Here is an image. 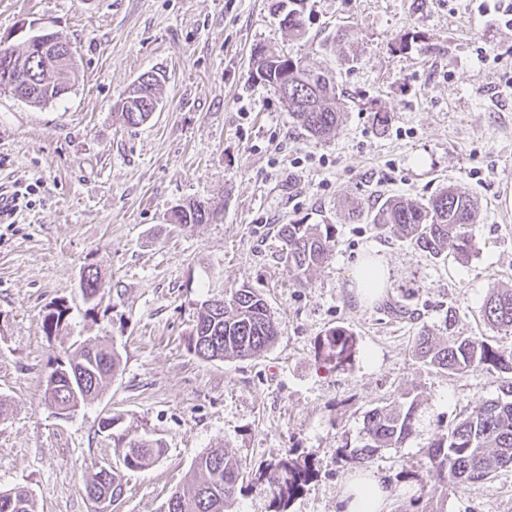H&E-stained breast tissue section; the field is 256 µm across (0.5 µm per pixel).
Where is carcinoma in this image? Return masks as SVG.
Masks as SVG:
<instances>
[{
	"mask_svg": "<svg viewBox=\"0 0 512 512\" xmlns=\"http://www.w3.org/2000/svg\"><path fill=\"white\" fill-rule=\"evenodd\" d=\"M32 57L29 46L17 50L0 46V89L10 90L33 105H43L62 97L51 72L42 75L34 62L33 87L16 85L18 69ZM257 65L258 78L279 90L288 87V112L308 136L319 140L333 132L340 120V99L336 86L298 59L275 53L262 54ZM158 79L147 72L139 77L128 95L119 102L124 122L130 126L144 123L158 102ZM216 209L205 200H194L185 209L171 214L173 224H206ZM376 229L393 228L419 253L432 259L468 260L474 252L471 224L476 222L477 207L472 198L453 186L442 187L427 201L413 203L387 197L380 205L358 214ZM285 246V259L296 271L299 282L310 271L327 261L335 238L332 224H305L301 220L283 224L278 231ZM102 279L88 266L81 275V293L86 301L101 293ZM69 309L59 308L44 317L48 334L59 331ZM482 318L486 325L512 335V288H494L487 297ZM276 338L274 320L267 301L247 286L225 293L221 302L207 299L200 304L192 328L191 346L202 360L226 357L249 358L266 351ZM353 338L336 329L317 341L316 353L342 365L352 355ZM415 353L424 361L452 373H466L480 367L512 373V350L495 347L478 338H450L438 344L425 330L415 341ZM120 365L115 350L99 345H78L65 361L45 378V397L61 410L74 411L81 404L101 396L109 387ZM418 404L394 401L367 412L363 421L364 443H345L339 453L373 464L386 448H400L414 433ZM123 468L108 475L97 470L85 483L91 501L105 496L114 502L123 495L122 469L138 470L159 459L164 444L146 439L138 432L125 434ZM429 469L443 487H456L486 478L494 469L512 467V383L501 394L475 406L463 419L433 440L427 449ZM314 478L308 461L283 458L260 473V490L271 496L275 512H282L288 501ZM245 471L241 460L223 448H209L193 462V478L170 492L163 512H232L238 492L242 491ZM0 512H37L32 493L22 487L0 491Z\"/></svg>",
	"mask_w": 512,
	"mask_h": 512,
	"instance_id": "obj_1",
	"label": "carcinoma"
}]
</instances>
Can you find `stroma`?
<instances>
[{"label":"stroma","mask_w":512,"mask_h":512,"mask_svg":"<svg viewBox=\"0 0 512 512\" xmlns=\"http://www.w3.org/2000/svg\"><path fill=\"white\" fill-rule=\"evenodd\" d=\"M479 3L306 0L297 37L272 0H0V38L19 47L55 34L78 70L73 89L43 106L0 91V190L34 189L30 207L0 223L1 491L28 489L39 512H94L84 481L102 460L121 465L119 438L133 429L165 452L125 471L119 512H161L196 456L218 446L253 474L291 452L309 457L315 477L288 512H340L360 470L340 446L359 441L368 410L403 397L418 404L415 432L370 471L390 490L388 512L432 485V440L512 380L414 353L423 329L512 347L481 317L490 290L512 285V26ZM259 47L337 82L342 114L329 138L309 139L256 79ZM148 71L162 80L158 109L126 125L116 104ZM445 184L479 207L464 262L426 258L351 214L389 196L422 202ZM196 199L217 207L212 222L170 223ZM299 219L336 229L306 284L278 236ZM372 249L390 286L369 303L351 273ZM90 265L105 284L91 304L79 289ZM244 285L267 300L275 343L251 358H198L200 303ZM398 300L413 318L390 312ZM59 304L68 317L47 334L43 317ZM337 327L355 342L340 369L314 349ZM83 341L113 348L120 369L106 393L62 418L45 376ZM434 499L440 512H512V468Z\"/></svg>","instance_id":"obj_1"}]
</instances>
